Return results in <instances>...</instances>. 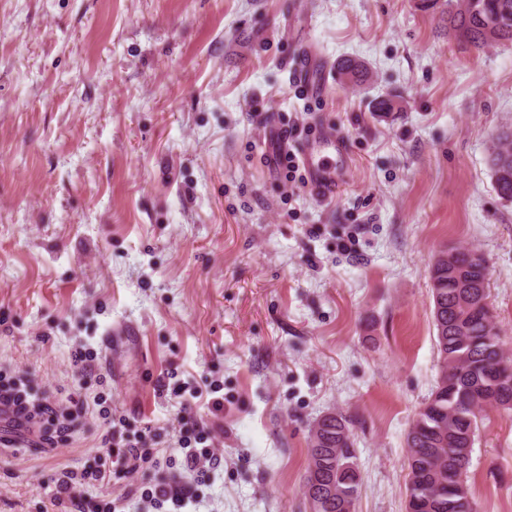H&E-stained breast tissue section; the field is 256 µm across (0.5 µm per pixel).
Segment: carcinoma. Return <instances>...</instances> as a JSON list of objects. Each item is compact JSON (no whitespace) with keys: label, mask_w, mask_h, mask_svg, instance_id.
<instances>
[{"label":"carcinoma","mask_w":512,"mask_h":512,"mask_svg":"<svg viewBox=\"0 0 512 512\" xmlns=\"http://www.w3.org/2000/svg\"><path fill=\"white\" fill-rule=\"evenodd\" d=\"M448 29L479 52L512 42V0H470L465 13L448 12ZM338 74L353 87L369 81L357 60L344 57ZM497 195L512 201V129L500 130L487 159ZM430 265L440 382L406 436L407 512H478L467 471L479 425L489 409L512 411V356L500 340L488 302V268L468 247L447 251ZM350 420L329 413L309 434L302 490L311 512H355L361 478Z\"/></svg>","instance_id":"1"}]
</instances>
